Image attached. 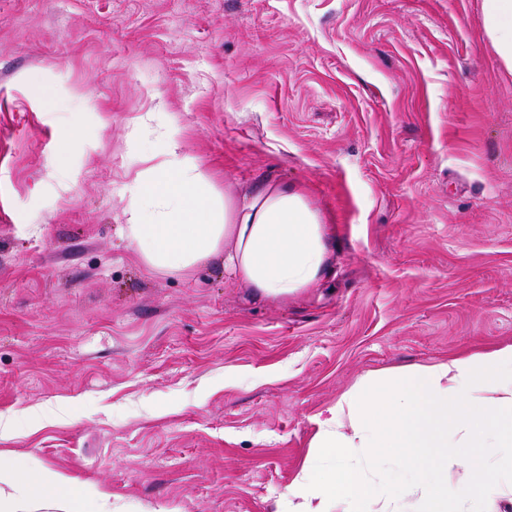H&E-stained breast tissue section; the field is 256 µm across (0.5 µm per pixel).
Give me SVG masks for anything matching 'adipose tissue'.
<instances>
[{
	"label": "adipose tissue",
	"mask_w": 512,
	"mask_h": 512,
	"mask_svg": "<svg viewBox=\"0 0 512 512\" xmlns=\"http://www.w3.org/2000/svg\"><path fill=\"white\" fill-rule=\"evenodd\" d=\"M484 29L512 71V0H483ZM125 234L152 269L185 271L220 255L224 269L263 296L284 300L317 282L328 262L325 226L295 185L267 181L216 198L182 158L147 170L130 198ZM312 454L288 488L286 512H422L493 493L500 449H512V343L431 364L368 373L316 417ZM465 478L449 486L448 473ZM0 512H113L99 482L32 471L0 458Z\"/></svg>",
	"instance_id": "adipose-tissue-1"
}]
</instances>
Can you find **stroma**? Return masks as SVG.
<instances>
[{"label":"stroma","instance_id":"stroma-1","mask_svg":"<svg viewBox=\"0 0 512 512\" xmlns=\"http://www.w3.org/2000/svg\"><path fill=\"white\" fill-rule=\"evenodd\" d=\"M172 129L216 192L304 191L317 283L270 301L223 257L130 251ZM502 342L512 73L482 0H0V412L41 417L1 453L127 512H276L363 376Z\"/></svg>","mask_w":512,"mask_h":512}]
</instances>
